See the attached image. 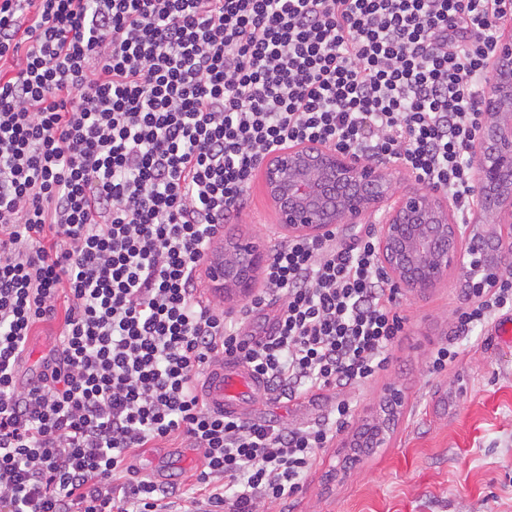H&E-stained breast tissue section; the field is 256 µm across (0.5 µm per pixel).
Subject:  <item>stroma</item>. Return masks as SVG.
Returning <instances> with one entry per match:
<instances>
[{"label":"stroma","mask_w":512,"mask_h":512,"mask_svg":"<svg viewBox=\"0 0 512 512\" xmlns=\"http://www.w3.org/2000/svg\"><path fill=\"white\" fill-rule=\"evenodd\" d=\"M224 237L270 249L278 236L274 206L254 179L246 207ZM406 334L386 372L356 391L346 429L373 414L388 389L400 390L403 412L387 443L368 453L333 446L321 454L300 492L269 512H512V342L494 325L457 334L468 304L457 274L426 295L399 293ZM454 343L461 351L447 371L432 372L431 351ZM336 401L332 390L295 405L257 399L250 413L289 429L323 419ZM134 463L176 496H186L203 468L181 441L141 449Z\"/></svg>","instance_id":"obj_1"}]
</instances>
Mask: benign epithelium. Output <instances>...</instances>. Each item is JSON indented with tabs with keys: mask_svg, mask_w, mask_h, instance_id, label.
<instances>
[{
	"mask_svg": "<svg viewBox=\"0 0 512 512\" xmlns=\"http://www.w3.org/2000/svg\"><path fill=\"white\" fill-rule=\"evenodd\" d=\"M490 87L478 106L483 112L475 180L478 200L472 217L461 222L441 199L423 189L396 197L394 174L351 154L322 144H298L277 151L261 170L279 223L290 236H321L335 224H358L387 206L377 237L378 257L387 277L398 288L424 294L457 267L471 296L494 287L501 252L512 243V41L499 43L492 64L482 75ZM239 250L216 251L211 259L214 287L224 299L247 298L255 289L267 254L244 244ZM402 406L392 388L379 406L372 425L380 447L393 430Z\"/></svg>",
	"mask_w": 512,
	"mask_h": 512,
	"instance_id": "7a95c632",
	"label": "benign epithelium"
}]
</instances>
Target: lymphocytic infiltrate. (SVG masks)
Masks as SVG:
<instances>
[{
	"label": "lymphocytic infiltrate",
	"instance_id": "lymphocytic-infiltrate-1",
	"mask_svg": "<svg viewBox=\"0 0 512 512\" xmlns=\"http://www.w3.org/2000/svg\"><path fill=\"white\" fill-rule=\"evenodd\" d=\"M503 3L0 0V512H261L300 490L403 334L376 239H282L233 314L197 298L200 266L261 162L304 142L402 164L469 215ZM510 312L507 270L458 329ZM227 359L289 400L340 397L294 429L211 412L199 383ZM178 439L196 495L113 484ZM61 324V320L58 319L51 323L40 324L34 331V336H30V357L24 364L26 372L23 376L24 380L30 377V372L34 369H38L41 356L48 354L49 350L56 344L58 338L57 334L60 331Z\"/></svg>",
	"mask_w": 512,
	"mask_h": 512
}]
</instances>
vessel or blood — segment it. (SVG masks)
<instances>
[{
    "mask_svg": "<svg viewBox=\"0 0 512 512\" xmlns=\"http://www.w3.org/2000/svg\"><path fill=\"white\" fill-rule=\"evenodd\" d=\"M202 394L210 410L244 416L254 400L266 397L267 391L246 365L227 360L206 371Z\"/></svg>",
    "mask_w": 512,
    "mask_h": 512,
    "instance_id": "1",
    "label": "vessel or blood"
}]
</instances>
